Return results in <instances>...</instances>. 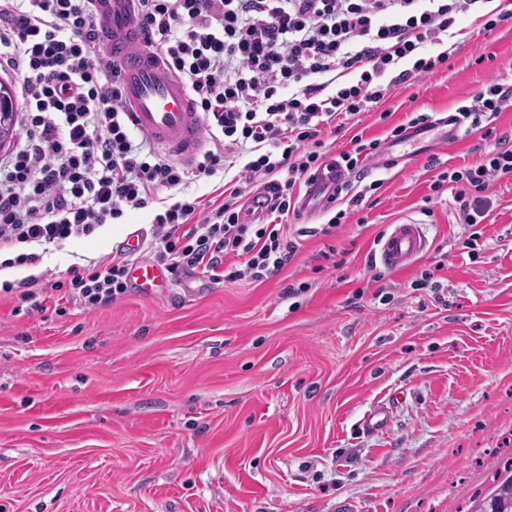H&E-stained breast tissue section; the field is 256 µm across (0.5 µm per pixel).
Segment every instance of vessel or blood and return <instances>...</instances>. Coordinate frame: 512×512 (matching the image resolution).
Listing matches in <instances>:
<instances>
[{
	"mask_svg": "<svg viewBox=\"0 0 512 512\" xmlns=\"http://www.w3.org/2000/svg\"><path fill=\"white\" fill-rule=\"evenodd\" d=\"M94 16L103 43L122 72L126 106L136 126L177 161H191L203 145L202 117L185 85L159 55L143 46L132 0H94ZM426 247L421 225L404 222L393 225L380 241L376 256L380 263L400 269L418 258ZM130 277L133 285L143 291L167 285L163 268L149 261L134 264ZM391 418V403L379 402L360 426L363 431L376 433L386 429Z\"/></svg>",
	"mask_w": 512,
	"mask_h": 512,
	"instance_id": "b4317fda",
	"label": "vessel or blood"
}]
</instances>
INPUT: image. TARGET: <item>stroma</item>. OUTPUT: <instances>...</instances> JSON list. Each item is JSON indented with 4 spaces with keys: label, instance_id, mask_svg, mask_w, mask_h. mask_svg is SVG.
Listing matches in <instances>:
<instances>
[{
    "label": "stroma",
    "instance_id": "obj_1",
    "mask_svg": "<svg viewBox=\"0 0 512 512\" xmlns=\"http://www.w3.org/2000/svg\"><path fill=\"white\" fill-rule=\"evenodd\" d=\"M463 17L449 68L393 91L325 136L385 137L412 113L448 117L492 78L512 84V19ZM392 148L362 162L353 191L381 181L366 224L304 241L264 283L205 277L128 295L102 311H15L0 300V512H471L512 458V184L485 192L476 260L450 193L426 203L435 165L476 162L480 133ZM255 190L242 163L191 181L205 199ZM154 208L86 239L48 245L40 287L116 249ZM423 225L426 253L401 272L375 264L394 224ZM343 253L341 266L323 257ZM433 270L436 288L412 282ZM303 291L289 297L288 284ZM397 394L390 427L361 433Z\"/></svg>",
    "mask_w": 512,
    "mask_h": 512
}]
</instances>
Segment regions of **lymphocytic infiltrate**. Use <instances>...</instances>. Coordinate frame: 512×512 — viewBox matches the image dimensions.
Here are the masks:
<instances>
[{
    "mask_svg": "<svg viewBox=\"0 0 512 512\" xmlns=\"http://www.w3.org/2000/svg\"><path fill=\"white\" fill-rule=\"evenodd\" d=\"M484 0H134L148 48L160 53L203 114L209 147L191 166L148 147L129 121L119 74L97 48L90 0H0V71L19 78L22 133L0 157V251L7 268L42 264L38 248L92 236L107 220L154 204L161 190L187 189L188 176L211 178L246 158L257 204L232 189L209 207L187 197L162 206L137 232V255L172 275L196 273L218 282H264L294 260L301 241L329 237L346 223L365 192L348 182L323 197L321 227H288L295 190L325 170L354 171L381 154L384 141L354 135L330 155L324 129L368 111L386 95L448 65L429 54ZM336 71L356 81L328 91ZM512 106V85L489 80L459 113L469 130L493 140L470 165L431 179L434 199L451 192L476 249L487 210L481 195L512 181V148L494 140L493 121ZM350 207L336 209L343 193ZM132 256L125 251L91 269H71L58 314L74 304L101 311L125 297Z\"/></svg>",
    "mask_w": 512,
    "mask_h": 512,
    "instance_id": "f902f5d3",
    "label": "lymphocytic infiltrate"
}]
</instances>
